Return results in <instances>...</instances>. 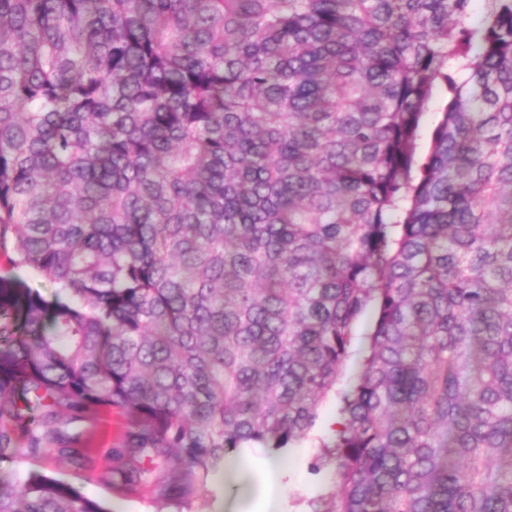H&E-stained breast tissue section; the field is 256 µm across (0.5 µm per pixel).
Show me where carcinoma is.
I'll return each instance as SVG.
<instances>
[{
    "label": "carcinoma",
    "instance_id": "carcinoma-1",
    "mask_svg": "<svg viewBox=\"0 0 512 512\" xmlns=\"http://www.w3.org/2000/svg\"><path fill=\"white\" fill-rule=\"evenodd\" d=\"M470 4L0 0V259L55 288L0 275V459L113 411L112 485L187 500L305 438L371 312L313 512H512V0ZM447 96V91L444 86L436 90L435 97L430 104L423 123L421 138L418 141L417 154L419 157H423L428 149L431 132L439 116L438 112H441L442 107L446 104Z\"/></svg>",
    "mask_w": 512,
    "mask_h": 512
}]
</instances>
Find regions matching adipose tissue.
Returning <instances> with one entry per match:
<instances>
[{
	"label": "adipose tissue",
	"mask_w": 512,
	"mask_h": 512,
	"mask_svg": "<svg viewBox=\"0 0 512 512\" xmlns=\"http://www.w3.org/2000/svg\"><path fill=\"white\" fill-rule=\"evenodd\" d=\"M224 512H281L285 486L282 463L260 450L233 453L224 460Z\"/></svg>",
	"instance_id": "1"
}]
</instances>
